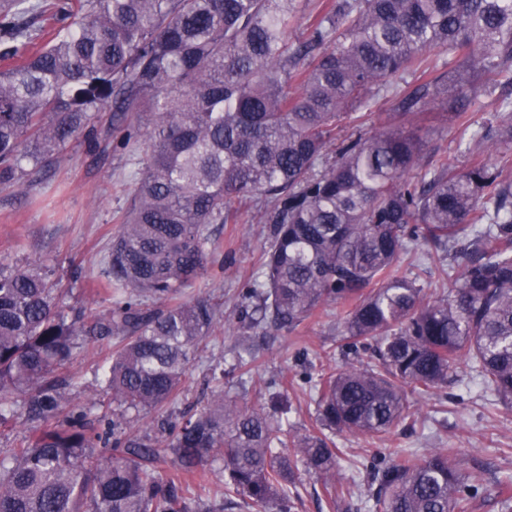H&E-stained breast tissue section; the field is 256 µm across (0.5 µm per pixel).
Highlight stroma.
Instances as JSON below:
<instances>
[{
  "instance_id": "stroma-1",
  "label": "stroma",
  "mask_w": 512,
  "mask_h": 512,
  "mask_svg": "<svg viewBox=\"0 0 512 512\" xmlns=\"http://www.w3.org/2000/svg\"><path fill=\"white\" fill-rule=\"evenodd\" d=\"M465 98L475 100L477 110L488 117L499 109L494 95L477 88L452 85L439 94L429 121L434 133L428 150L459 165L467 159L466 144L447 114ZM145 158L141 142L122 148L78 139L67 146L58 166L42 174L36 193L17 185L0 186V266L42 265L58 284L67 311L106 314L110 302L104 261L134 203L131 173ZM263 212L262 203L252 200L233 205L225 223L210 225L224 273L217 279L203 276L182 291L180 301L216 298L224 303L225 318L235 319L239 291L261 276L270 233ZM343 317L342 306L331 303L292 330L243 337L216 326L191 363L186 389L179 393L173 412L196 411L208 404L212 368L223 369L226 392L248 403L264 402L269 382L284 372L292 404L288 426L300 433L311 429L316 411L309 397L310 379L316 376L323 353H330L332 364L338 366L367 357L366 352L342 348ZM79 342L63 372L73 406L101 396L98 370L116 339L83 336ZM246 344L254 346L255 359L241 369L237 352ZM459 375V381L432 394L409 393L411 419L380 441L336 435L341 453L335 473L299 474L300 496L292 500L290 512H326L323 485L328 481L351 487L350 494L337 498L335 512H367L364 503L377 488L373 470L395 460L404 448L456 449L455 463L476 474L480 485L472 512H500L492 490L496 482L512 477V407L491 402L469 366H461Z\"/></svg>"
}]
</instances>
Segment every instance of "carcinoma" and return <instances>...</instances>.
Returning a JSON list of instances; mask_svg holds the SVG:
<instances>
[{"label": "carcinoma", "mask_w": 512, "mask_h": 512, "mask_svg": "<svg viewBox=\"0 0 512 512\" xmlns=\"http://www.w3.org/2000/svg\"><path fill=\"white\" fill-rule=\"evenodd\" d=\"M296 0H0V185H38L102 112L144 140L135 203L108 256V314L62 310L39 266L0 267V393H26L34 431L0 448V512H197L211 491L187 478L221 461L224 507L289 512L301 471L336 467L332 434L380 439L408 417L406 390L448 385L462 364L512 406V99L477 120L451 117L468 164L427 154L417 120L441 87L512 90V0H324L299 43ZM419 83L395 118L370 100L402 73ZM334 160L327 163L328 151ZM260 198L270 225L264 281L241 294L232 329H293L329 302L346 306L344 347L374 362L323 368L319 428L289 433L277 410L213 391L198 412H167L152 437L130 419L162 409L224 319L209 299L176 296L208 272L210 224ZM458 255L462 271L426 297L402 271L412 242ZM117 336L108 401L68 405L54 372L78 337ZM170 448L172 472L152 462ZM295 448L288 457L279 449ZM451 448L409 452L377 471L372 512H470L475 486ZM494 497L512 509V478ZM396 107V96L394 94L381 95L377 97L371 104L370 110L367 112H372L370 120L361 128H353L352 126H347L342 128V131H336L341 136L349 134L351 132L366 134L370 131L373 125H378L383 122L387 117V112H395Z\"/></svg>", "instance_id": "obj_1"}]
</instances>
